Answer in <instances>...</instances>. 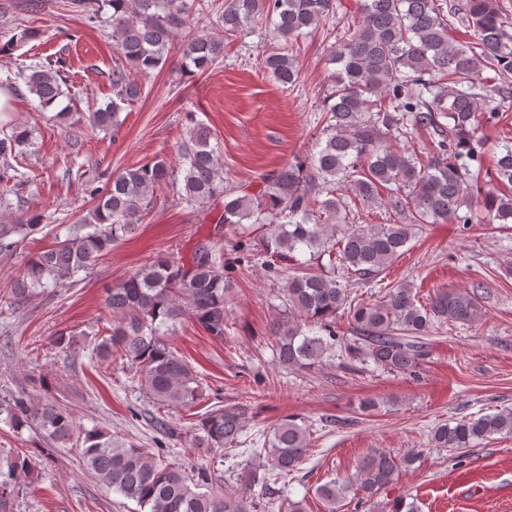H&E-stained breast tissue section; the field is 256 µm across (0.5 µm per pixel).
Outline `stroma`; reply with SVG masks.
<instances>
[{
    "mask_svg": "<svg viewBox=\"0 0 512 512\" xmlns=\"http://www.w3.org/2000/svg\"><path fill=\"white\" fill-rule=\"evenodd\" d=\"M23 3L0 0V13L37 37L0 56V79L40 61L59 62L72 118L66 125L49 121L27 90L12 93L6 117L32 129L36 148L16 164L21 186L10 195L9 209L0 211V224L39 213L46 226L0 259V396L23 392L28 374L47 373L48 399L66 406L77 425L99 427L143 448H164L169 461L188 467L198 464V457L164 437L157 421L186 434L193 413L216 404L247 406L242 443L235 457L219 466L218 476L254 497L267 492L281 501H302L304 512H327L316 487L353 475L367 451L413 448L422 450L420 461L401 472L385 490L386 498H414L421 512H512V435L459 451L427 444L429 430L439 423L512 408V224L424 225L386 269L385 283L410 284L420 300L440 290L465 289L477 293L482 307L477 322L435 326L429 354L412 376L370 367L359 373L338 366L297 373L280 367L273 354L274 330L288 308L279 289L297 265L284 260L271 269L257 260L236 268L228 306L231 328L224 338L207 335L188 318L164 334L208 385L191 412L157 406L130 365L117 358L99 361L91 348L94 333L112 324L106 287L160 255L188 261L202 241L231 253L236 237L218 224V212L202 214L162 186L151 215L116 242L91 273L24 307L5 302L25 260L53 245L58 227L76 223L91 207V188L139 163L177 164L185 113H195L210 128L232 186L260 188L286 163L312 153L323 128L320 102L334 70L330 48L343 35L345 19H330L295 42L300 78L289 88L257 65L273 44L267 21L228 40L223 59L194 76L179 70L185 41L176 39L163 69L137 76L142 94L125 106L122 124L112 132L92 129L84 120L90 109L112 98L110 78L118 53L111 23H88L69 12L66 0H45V8L36 12ZM62 331L81 334L66 352L54 345ZM368 397L379 403L371 416L358 410ZM287 415L313 425L307 460L298 473L270 489L248 485L249 472L263 462L256 441ZM43 445L37 430L18 434L0 422V450L30 455L39 472L24 479L15 512H135L136 503L84 470L76 449H55L47 459L39 454Z\"/></svg>",
    "mask_w": 512,
    "mask_h": 512,
    "instance_id": "obj_1",
    "label": "stroma"
}]
</instances>
